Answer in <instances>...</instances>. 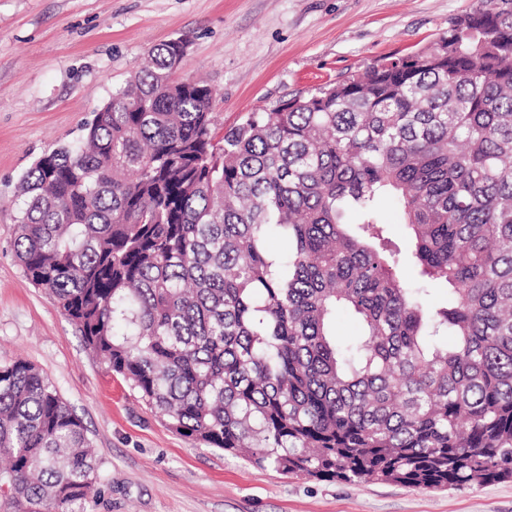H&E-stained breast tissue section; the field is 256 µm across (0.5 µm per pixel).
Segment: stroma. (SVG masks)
Returning a JSON list of instances; mask_svg holds the SVG:
<instances>
[{
	"label": "stroma",
	"mask_w": 512,
	"mask_h": 512,
	"mask_svg": "<svg viewBox=\"0 0 512 512\" xmlns=\"http://www.w3.org/2000/svg\"><path fill=\"white\" fill-rule=\"evenodd\" d=\"M475 0H0V364L38 367L82 419L91 512H512V479L463 488L261 469L168 428L35 288L14 249L21 177L85 133L154 46L215 91L216 135L299 91L435 42Z\"/></svg>",
	"instance_id": "stroma-1"
}]
</instances>
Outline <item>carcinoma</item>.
Segmentation results:
<instances>
[{
    "label": "carcinoma",
    "instance_id": "cac0c4a2",
    "mask_svg": "<svg viewBox=\"0 0 512 512\" xmlns=\"http://www.w3.org/2000/svg\"><path fill=\"white\" fill-rule=\"evenodd\" d=\"M187 43L22 176L28 278L194 443L346 483L512 478V0L220 140L212 88L174 79ZM339 310L360 326L345 343ZM0 456L17 512H90L103 483L23 359L0 365Z\"/></svg>",
    "mask_w": 512,
    "mask_h": 512
}]
</instances>
